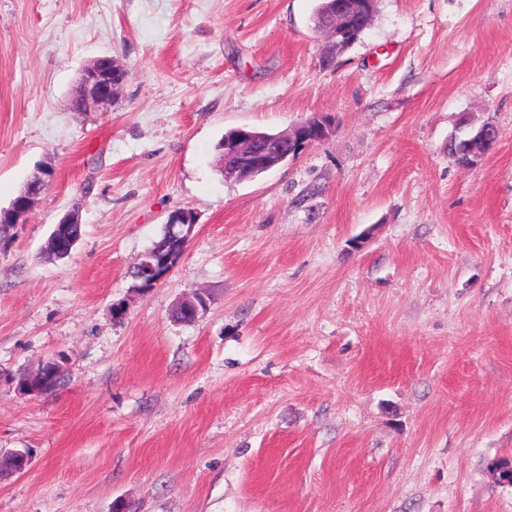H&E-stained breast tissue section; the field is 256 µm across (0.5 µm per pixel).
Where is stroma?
Wrapping results in <instances>:
<instances>
[{
	"label": "stroma",
	"instance_id": "35a3bbf8",
	"mask_svg": "<svg viewBox=\"0 0 512 512\" xmlns=\"http://www.w3.org/2000/svg\"><path fill=\"white\" fill-rule=\"evenodd\" d=\"M317 5L0 0V208L51 173L0 241V452L31 456L0 512H512V0H378L328 65ZM105 56L119 99L76 111ZM464 113L498 128L470 170ZM312 117L224 178L225 131ZM178 209L183 257L136 288ZM329 125L319 118H312L294 126L286 133L260 141L249 128H235L224 133L219 147L226 152L228 174L236 172H267L285 160L300 146L303 149L321 141L329 134ZM288 144L290 150L284 149ZM302 149V150H303Z\"/></svg>",
	"mask_w": 512,
	"mask_h": 512
}]
</instances>
